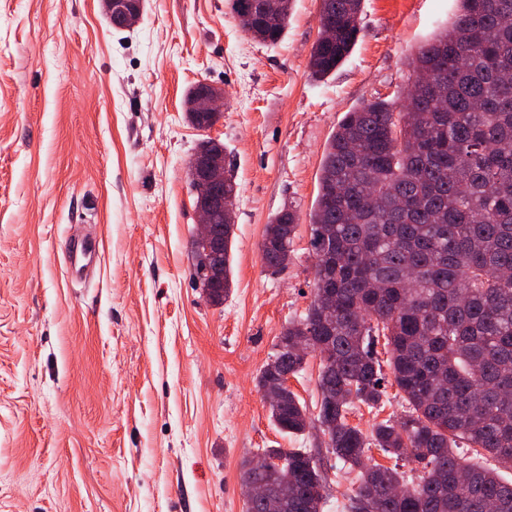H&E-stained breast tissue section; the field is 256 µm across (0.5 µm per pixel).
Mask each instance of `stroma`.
I'll use <instances>...</instances> for the list:
<instances>
[{
  "label": "stroma",
  "mask_w": 512,
  "mask_h": 512,
  "mask_svg": "<svg viewBox=\"0 0 512 512\" xmlns=\"http://www.w3.org/2000/svg\"><path fill=\"white\" fill-rule=\"evenodd\" d=\"M456 0H364L336 72L309 74L320 0H294L275 45L226 0H146L119 32L100 0H0V512H246L240 463L313 449L323 512L355 475L319 439L280 433L257 386L312 295L310 212L325 145L353 107L404 95L418 49ZM227 107L208 131L184 98ZM224 143L239 186L232 288L204 294L186 166ZM297 215L287 268L261 261L266 224ZM92 235L86 278L68 240ZM208 86L209 84L207 83H200L202 89L188 105V108L192 112L186 110L189 122L197 128L200 127L206 119L196 112H208L212 115L213 121L216 122L220 120L224 113V93L211 92Z\"/></svg>",
  "instance_id": "35a3bbf8"
}]
</instances>
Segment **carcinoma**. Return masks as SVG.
<instances>
[{
	"instance_id": "obj_1",
	"label": "carcinoma",
	"mask_w": 512,
	"mask_h": 512,
	"mask_svg": "<svg viewBox=\"0 0 512 512\" xmlns=\"http://www.w3.org/2000/svg\"><path fill=\"white\" fill-rule=\"evenodd\" d=\"M448 27L423 44L417 71L440 70L437 86H410L404 103L370 100L345 114L327 143L311 214V246L322 303L283 328L260 391L283 372L297 375L306 341L321 355L320 404L309 416L293 391L269 404L284 434L314 425L359 484L348 512H512V482L476 455L512 468V0H457ZM245 10L260 42L284 36L293 9L270 15L259 0ZM363 0H321L335 41H316L309 68L322 80L353 50ZM294 212L266 225L261 260L277 272L290 255ZM224 232L221 305L232 286L233 229ZM384 339L392 384L408 410L374 424L371 437L348 421L354 403L375 408L386 377L374 347ZM374 445L395 458L366 463ZM263 453L283 460L273 473L242 461V485L265 480L288 491L282 512H322L326 483L309 448ZM421 467L405 483L398 461Z\"/></svg>"
}]
</instances>
